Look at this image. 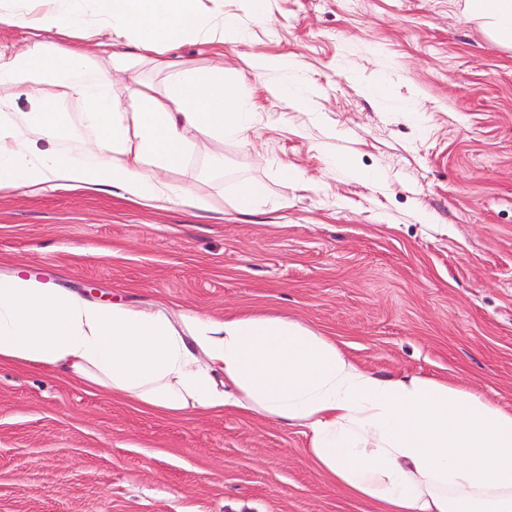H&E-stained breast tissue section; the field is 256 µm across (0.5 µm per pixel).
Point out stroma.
I'll use <instances>...</instances> for the list:
<instances>
[{
    "mask_svg": "<svg viewBox=\"0 0 512 512\" xmlns=\"http://www.w3.org/2000/svg\"><path fill=\"white\" fill-rule=\"evenodd\" d=\"M464 2L270 0L223 56L187 41L179 56L223 65L255 107L248 142L172 176L210 209L4 190L0 275L176 316L288 317L377 376L512 410V41ZM257 54L280 67L256 72ZM243 177L268 187L250 215L228 203ZM307 446L253 412L163 414L0 363V512H378Z\"/></svg>",
    "mask_w": 512,
    "mask_h": 512,
    "instance_id": "1",
    "label": "stroma"
}]
</instances>
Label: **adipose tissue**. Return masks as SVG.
Segmentation results:
<instances>
[{
	"label": "adipose tissue",
	"mask_w": 512,
	"mask_h": 512,
	"mask_svg": "<svg viewBox=\"0 0 512 512\" xmlns=\"http://www.w3.org/2000/svg\"><path fill=\"white\" fill-rule=\"evenodd\" d=\"M199 0H0V190L121 189L130 200H204L171 173L197 142L248 140L250 103L224 70L177 57L186 38L238 41L249 18ZM142 66L161 78L115 91ZM0 361L49 366L164 413L239 407L307 428L308 453L350 494L383 512H512V411L447 383L379 377L328 337L262 314L221 319L0 277Z\"/></svg>",
	"instance_id": "ef3b65f1"
}]
</instances>
